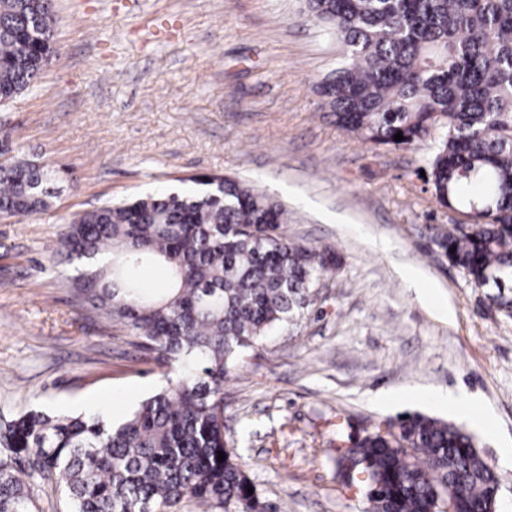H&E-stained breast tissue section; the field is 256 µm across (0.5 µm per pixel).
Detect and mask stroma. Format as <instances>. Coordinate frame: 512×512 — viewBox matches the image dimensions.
<instances>
[{"label":"stroma","mask_w":512,"mask_h":512,"mask_svg":"<svg viewBox=\"0 0 512 512\" xmlns=\"http://www.w3.org/2000/svg\"><path fill=\"white\" fill-rule=\"evenodd\" d=\"M54 18L48 66L0 105L14 147L63 170L49 208L0 218V418L119 423L165 383L171 368L72 289L57 239L106 201L229 175L287 208L285 237L338 256L301 322L224 383L225 439L268 512H364L338 435L405 412L473 434L512 512V318L435 243L459 216L422 174L433 139L377 147L328 114L317 87L343 50L306 0H54Z\"/></svg>","instance_id":"obj_1"}]
</instances>
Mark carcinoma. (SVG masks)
<instances>
[{
    "label": "carcinoma",
    "instance_id": "1",
    "mask_svg": "<svg viewBox=\"0 0 512 512\" xmlns=\"http://www.w3.org/2000/svg\"><path fill=\"white\" fill-rule=\"evenodd\" d=\"M307 7L344 50L319 86L339 128L394 147L441 132L427 183L442 206L482 214L437 245L512 317V0ZM53 23L52 0H0V103L33 86L53 51ZM56 176L53 165L14 152L0 125V217L47 208ZM187 181L200 189L105 203L76 215L59 239L58 252L82 267L73 288L179 369L117 425L43 409L0 422V447L23 449L30 474L63 482L69 512H175L185 497L264 512L224 438V379L245 350L299 323L337 259L328 247L288 241L286 209L249 184ZM146 258L171 270L161 296L131 275ZM395 428L349 434L336 456L343 483L364 475L366 512H439V497L452 494L460 512H485L497 497L498 473L459 427L406 413ZM21 472L0 458V512H31Z\"/></svg>",
    "mask_w": 512,
    "mask_h": 512
}]
</instances>
